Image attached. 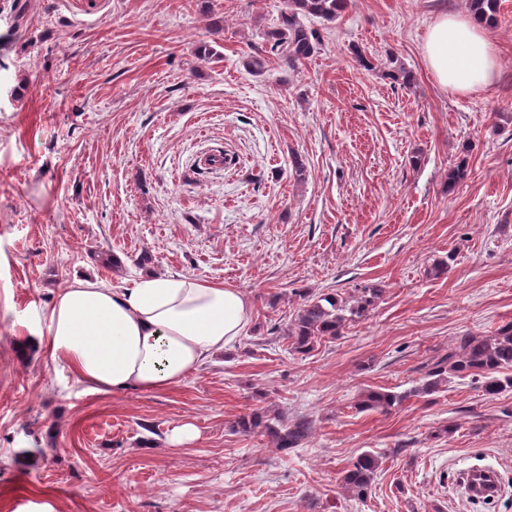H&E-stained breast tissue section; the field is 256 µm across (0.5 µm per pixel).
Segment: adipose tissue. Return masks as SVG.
<instances>
[{
    "label": "adipose tissue",
    "mask_w": 512,
    "mask_h": 512,
    "mask_svg": "<svg viewBox=\"0 0 512 512\" xmlns=\"http://www.w3.org/2000/svg\"><path fill=\"white\" fill-rule=\"evenodd\" d=\"M424 56L438 84L453 92L487 85L497 69L483 24L440 15ZM250 303L235 288L185 276L142 272L124 288L77 275L45 313L52 362L102 394L155 393L179 385L242 335Z\"/></svg>",
    "instance_id": "adipose-tissue-1"
}]
</instances>
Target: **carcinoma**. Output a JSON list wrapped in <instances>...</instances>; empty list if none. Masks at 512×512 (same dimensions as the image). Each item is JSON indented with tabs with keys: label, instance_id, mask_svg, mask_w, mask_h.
Listing matches in <instances>:
<instances>
[{
	"label": "carcinoma",
	"instance_id": "carcinoma-1",
	"mask_svg": "<svg viewBox=\"0 0 512 512\" xmlns=\"http://www.w3.org/2000/svg\"><path fill=\"white\" fill-rule=\"evenodd\" d=\"M472 15L493 27L498 22L499 0H467ZM350 0H287L278 27L265 34V43L250 57L247 67L255 74L264 72L267 59L282 58L295 67L318 52L321 46L319 35L307 30L300 17L311 16L332 23L348 9ZM470 174L467 158H462L448 170V187L467 180ZM381 289H360V296L352 301L339 299L332 294L305 295L298 310L286 326V333L300 353L309 352L318 340L341 335L346 325L366 316L368 308L380 295ZM512 322L506 324L493 336H463L448 354L430 364L417 385L395 394L369 391L362 396L358 409L387 412L406 399L421 394L436 392L453 377H479L482 387L489 395L512 389ZM233 430L244 434L266 436L272 440L274 449L283 455L299 447L311 430V423L304 417L291 421L280 415L270 416L256 410L236 420ZM378 458L370 452L355 457L345 468L342 481L357 498L367 494Z\"/></svg>",
	"mask_w": 512,
	"mask_h": 512
}]
</instances>
